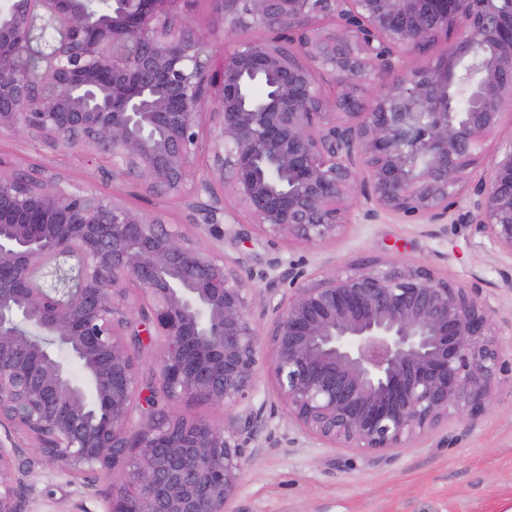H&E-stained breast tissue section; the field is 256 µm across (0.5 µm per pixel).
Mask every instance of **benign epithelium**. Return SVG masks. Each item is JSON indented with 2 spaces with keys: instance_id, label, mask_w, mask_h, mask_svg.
Masks as SVG:
<instances>
[{
  "instance_id": "benign-epithelium-1",
  "label": "benign epithelium",
  "mask_w": 512,
  "mask_h": 512,
  "mask_svg": "<svg viewBox=\"0 0 512 512\" xmlns=\"http://www.w3.org/2000/svg\"><path fill=\"white\" fill-rule=\"evenodd\" d=\"M83 2L0 10V137L98 154L223 239L313 246L383 213L446 224L465 200L512 257V139L475 175L512 118V0H214L234 40L221 56L176 0ZM269 26L285 49L241 37ZM442 39L436 60L405 65ZM23 53L38 80L17 69ZM325 74L342 89L331 99ZM269 268L244 274L90 185L0 175V426L80 481L73 512L100 498L98 474L116 479L101 512H233L245 443L275 417L263 363L289 426L356 454L406 448L488 407L506 365L479 295L397 258L318 279L293 261ZM257 279L274 314L265 334L250 312ZM143 335L168 402L235 414L218 426L141 399ZM21 453L0 443V512H21Z\"/></svg>"
}]
</instances>
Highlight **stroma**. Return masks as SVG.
I'll use <instances>...</instances> for the list:
<instances>
[{
  "mask_svg": "<svg viewBox=\"0 0 512 512\" xmlns=\"http://www.w3.org/2000/svg\"><path fill=\"white\" fill-rule=\"evenodd\" d=\"M187 24L218 36L224 52V16L213 0H178ZM100 158L50 151L14 136L0 138V174L40 166L66 181L147 214H163L207 251L217 250L245 270H267L274 258L300 263L319 275L354 262L397 258L423 264L437 276L479 293L497 325L512 321V258L504 255L457 210L452 224H419L384 214L370 224H349L336 239L308 246L266 238L236 244L200 231L189 209L172 199L145 194L134 183L112 178ZM16 464L22 512H70L79 485L50 467L22 434ZM234 512H506L512 506V373L498 375L491 402L464 422L449 421L435 435L397 451L357 455L326 448L304 436L290 438L285 417L250 439Z\"/></svg>",
  "mask_w": 512,
  "mask_h": 512,
  "instance_id": "stroma-1",
  "label": "stroma"
}]
</instances>
